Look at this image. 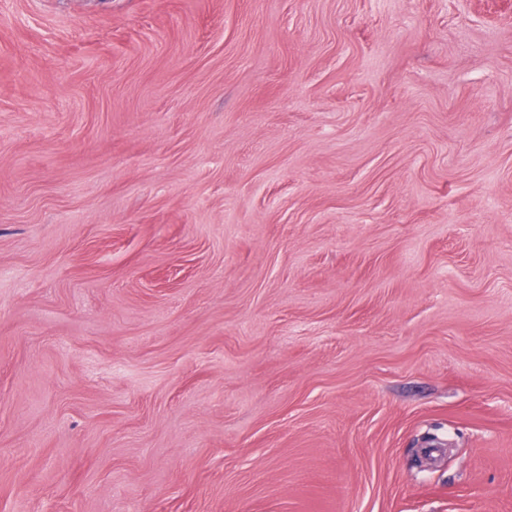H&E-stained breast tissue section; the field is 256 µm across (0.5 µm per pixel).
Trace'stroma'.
Masks as SVG:
<instances>
[{
  "label": "stroma",
  "instance_id": "35a3bbf8",
  "mask_svg": "<svg viewBox=\"0 0 512 512\" xmlns=\"http://www.w3.org/2000/svg\"><path fill=\"white\" fill-rule=\"evenodd\" d=\"M0 512H512V0H0Z\"/></svg>",
  "mask_w": 512,
  "mask_h": 512
}]
</instances>
